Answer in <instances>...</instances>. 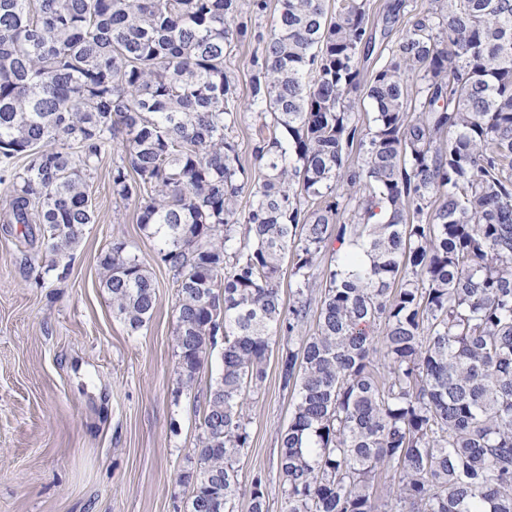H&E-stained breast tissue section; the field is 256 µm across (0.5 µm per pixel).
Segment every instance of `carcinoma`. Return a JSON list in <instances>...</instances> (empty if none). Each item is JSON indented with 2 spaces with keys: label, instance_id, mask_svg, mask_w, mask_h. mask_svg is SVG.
<instances>
[{
  "label": "carcinoma",
  "instance_id": "1",
  "mask_svg": "<svg viewBox=\"0 0 512 512\" xmlns=\"http://www.w3.org/2000/svg\"><path fill=\"white\" fill-rule=\"evenodd\" d=\"M278 2L241 105L237 0H0V159H27L3 223L73 255L96 223L87 179L123 150L112 195L175 272L182 386L224 338L185 512H235L244 405L274 352L295 398L282 512H512V0H424L366 83L367 0ZM242 109L271 116L255 183L229 135ZM100 265L143 330L149 268L123 241ZM249 512H266L259 476Z\"/></svg>",
  "mask_w": 512,
  "mask_h": 512
}]
</instances>
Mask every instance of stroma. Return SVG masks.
Segmentation results:
<instances>
[{
    "label": "stroma",
    "instance_id": "35a3bbf8",
    "mask_svg": "<svg viewBox=\"0 0 512 512\" xmlns=\"http://www.w3.org/2000/svg\"><path fill=\"white\" fill-rule=\"evenodd\" d=\"M273 15L254 17V39L225 63L240 100L250 92L251 60ZM267 114L241 115L231 135L249 177ZM120 148L88 181L99 217L88 225L67 279L50 271L43 227L0 223V512H184L205 397L221 369L214 347L192 388L178 379L174 343L176 283L157 256L158 241L136 222L133 205L112 196ZM126 242L153 274L157 305L133 333L112 313L99 258ZM292 397L275 376L251 396V446L239 464L243 484L261 477L269 512H281L278 433Z\"/></svg>",
    "mask_w": 512,
    "mask_h": 512
}]
</instances>
